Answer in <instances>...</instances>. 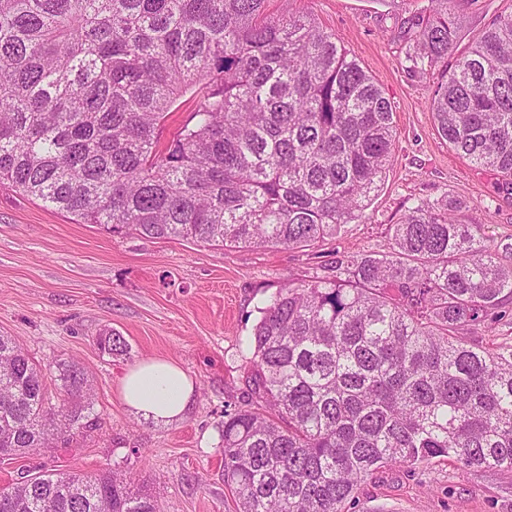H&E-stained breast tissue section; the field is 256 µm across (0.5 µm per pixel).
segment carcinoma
<instances>
[{"instance_id": "obj_1", "label": "carcinoma", "mask_w": 512, "mask_h": 512, "mask_svg": "<svg viewBox=\"0 0 512 512\" xmlns=\"http://www.w3.org/2000/svg\"><path fill=\"white\" fill-rule=\"evenodd\" d=\"M406 55L439 68L440 136L512 191V11L464 50L458 0H432ZM269 0H0V184L81 224L222 247L313 249L362 217L394 158L390 100L337 35ZM454 58L448 64V58ZM205 89L163 145L160 129ZM511 246L451 199L389 226L386 251L336 256L279 289L252 337L260 402L224 414L239 512H346L386 466L451 457L512 470ZM113 355L128 351L112 330ZM48 373L0 334V455L98 427L87 372ZM0 512H160L105 470L37 472Z\"/></svg>"}]
</instances>
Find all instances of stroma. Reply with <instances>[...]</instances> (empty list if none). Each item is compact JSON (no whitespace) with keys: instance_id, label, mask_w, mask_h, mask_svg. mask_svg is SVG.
I'll use <instances>...</instances> for the list:
<instances>
[{"instance_id":"stroma-1","label":"stroma","mask_w":512,"mask_h":512,"mask_svg":"<svg viewBox=\"0 0 512 512\" xmlns=\"http://www.w3.org/2000/svg\"><path fill=\"white\" fill-rule=\"evenodd\" d=\"M350 49L390 99L395 156L359 221L315 249L220 248L174 238L115 235L0 187V334L36 362H78L95 390L99 430L62 448L0 461V489L27 470L105 469L157 496L163 512H237L224 483V413L253 407V328L276 291L299 285L345 251H382L405 209L447 197L512 244V195L493 171L471 165L439 135L429 101L438 71L406 50L432 0H293ZM111 329L125 355L101 350ZM193 379L191 409L165 423L120 400L126 371L150 358ZM349 512H512V470H470L450 459L384 467L358 486Z\"/></svg>"}]
</instances>
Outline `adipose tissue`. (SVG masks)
Here are the masks:
<instances>
[{
    "mask_svg": "<svg viewBox=\"0 0 512 512\" xmlns=\"http://www.w3.org/2000/svg\"><path fill=\"white\" fill-rule=\"evenodd\" d=\"M195 385L176 363L151 358L131 367L122 378V402L144 416L173 422L185 416L193 401Z\"/></svg>",
    "mask_w": 512,
    "mask_h": 512,
    "instance_id": "adipose-tissue-1",
    "label": "adipose tissue"
}]
</instances>
